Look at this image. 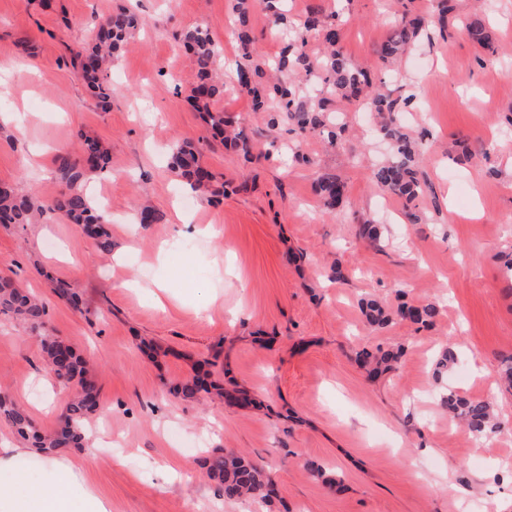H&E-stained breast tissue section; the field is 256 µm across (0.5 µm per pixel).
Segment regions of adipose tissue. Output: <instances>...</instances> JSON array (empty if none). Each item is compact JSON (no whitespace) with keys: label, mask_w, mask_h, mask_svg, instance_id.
<instances>
[{"label":"adipose tissue","mask_w":512,"mask_h":512,"mask_svg":"<svg viewBox=\"0 0 512 512\" xmlns=\"http://www.w3.org/2000/svg\"><path fill=\"white\" fill-rule=\"evenodd\" d=\"M32 456L42 471L36 481L18 467ZM93 464L89 453L62 460L32 448H0V471L15 474L11 481L0 482V512H111L108 502L83 479Z\"/></svg>","instance_id":"obj_1"}]
</instances>
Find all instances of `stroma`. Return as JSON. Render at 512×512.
Masks as SVG:
<instances>
[{
	"label": "stroma",
	"instance_id": "35a3bbf8",
	"mask_svg": "<svg viewBox=\"0 0 512 512\" xmlns=\"http://www.w3.org/2000/svg\"><path fill=\"white\" fill-rule=\"evenodd\" d=\"M457 22L481 19V46L435 26L394 66L377 51L393 13L424 16L437 0H288L294 18L312 9L335 14L344 57L369 69L394 94L415 95L404 127L430 146L419 169L427 184L422 223H408L405 200L381 194L372 169L389 151L365 130L356 101L333 100L345 132L329 145L319 132L296 136L288 119L267 124L250 96L224 86L226 118L248 137L250 157L213 140L188 103L190 60L175 39L208 30L225 55L239 43L228 24L231 0H0L1 75L10 86L0 110V181L49 203L60 188V154L79 135L103 141L111 172L85 189L112 201L114 247L132 243V268L97 251L58 215L19 230L0 226V275L43 298L46 326L89 362L101 410L89 425L104 431L86 481L112 512H512V393L498 389L512 356V278L500 257L512 253V0H454ZM124 5L144 22L115 61L112 103L101 110L68 64L95 23ZM300 141L303 160L286 158ZM195 145L224 195L188 192L171 168L176 143ZM325 173L347 185L350 204L325 212L314 185ZM191 196V223L212 235L182 233L176 197ZM146 199L153 224L131 223ZM383 225L370 243L357 225ZM342 267L344 281L332 280ZM72 283L71 304L49 277ZM164 283L165 307L153 284ZM219 295L208 307L206 298ZM367 297L391 308L436 301L423 327L395 318L385 329L360 312ZM402 346L395 371L369 378L357 352ZM457 357L446 382L460 395L491 400L501 432L478 439L435 398L433 358ZM203 364L210 380L245 388L254 403L186 400L174 389ZM72 388L50 373L38 337L0 315V395L24 405L42 432L57 425ZM244 452L277 485L279 499L228 500L198 461L214 450ZM185 460L176 475L164 459ZM320 466L341 478L329 488ZM450 478L435 491L431 478Z\"/></svg>",
	"mask_w": 512,
	"mask_h": 512
}]
</instances>
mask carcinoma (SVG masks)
I'll return each mask as SVG.
<instances>
[{
    "label": "carcinoma",
    "mask_w": 512,
    "mask_h": 512,
    "mask_svg": "<svg viewBox=\"0 0 512 512\" xmlns=\"http://www.w3.org/2000/svg\"><path fill=\"white\" fill-rule=\"evenodd\" d=\"M284 0H233L232 11L241 40L242 52L236 64V80L239 86L252 94L257 112L267 114V124L274 127L279 122V113L288 115L296 130L305 133L318 131L326 136L330 144H337V123L328 119L323 112L329 97L362 99L364 106L381 117L380 134L392 144L391 157L373 168V180L386 195L398 196L412 203L425 196L426 183L418 177L416 169L420 156L428 150L421 140L403 131L399 122L402 107L410 98L384 94L370 80L367 71L350 65L336 50L340 29L336 22L320 12L306 16L300 29L288 23V17L281 9ZM261 10L274 16L280 24L279 33L284 47L278 67L285 71H297L308 78L317 77L327 87L329 96L312 97L288 82L264 84V69L253 56L247 30L251 15ZM140 21L127 7H119L101 23L92 42L76 52L70 64L78 77L107 107L112 97V88L107 84L108 71L112 70L117 55L135 39ZM424 20L406 10L395 20L394 29L382 44L380 55L384 60L394 61L421 36ZM316 37L329 50L322 60L312 61L305 52L308 39ZM180 45L188 49L193 57L195 81L190 100L197 111L204 113V119L212 134L233 142L244 156H249L250 146L241 134H231L224 129V112L217 104L224 98V65L218 62L221 49L201 27L186 28L177 37ZM108 151L96 140L84 139L80 152L58 157L57 177L61 183L58 194L43 206L33 197L23 194L17 185L0 183V225H24L34 222L35 215L48 209L60 214L68 223L74 224L94 240L96 248L103 254L112 252V235L109 230L110 218L105 210L93 204L84 188L91 173L110 172ZM173 167L192 189H207L214 175L199 163L196 151L190 146L179 145L173 156ZM317 194L322 208L333 213L348 205L344 181L334 176H324L317 183ZM53 291L58 297L73 304L78 295L72 284L63 279H51ZM363 310L367 321L378 327L389 325L391 317L386 307L373 299L365 302ZM0 312L11 314L19 320L26 335L40 338L48 368L54 377L65 383H72L75 389L60 416L56 428L46 434L38 432L28 411L7 396H0V418L6 421L21 437L44 452L58 448H82L85 445L83 426L99 406V388L87 375L85 361L73 349L61 351L62 344L47 334L46 308L42 301L30 291L18 287L11 279L0 276ZM401 317L429 327L439 314V306L428 302L419 306H403ZM401 351L365 350L360 354L359 364L371 374L387 370L396 361ZM185 399H200L209 395L229 401L246 400L234 390L209 381L208 374L195 371L191 380L180 387ZM439 405L448 415L465 422L469 431L478 438H485L501 431L500 423L492 417L491 403L459 395L447 387L438 394ZM207 476L223 489L224 498H258L272 504L276 490L264 468L242 454L226 452L214 454L201 461Z\"/></svg>",
    "instance_id": "1"
}]
</instances>
